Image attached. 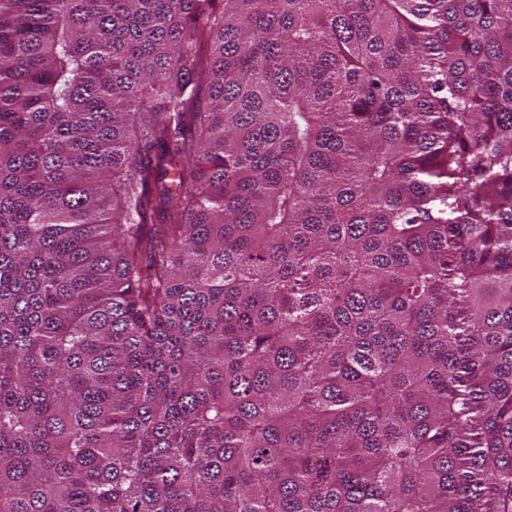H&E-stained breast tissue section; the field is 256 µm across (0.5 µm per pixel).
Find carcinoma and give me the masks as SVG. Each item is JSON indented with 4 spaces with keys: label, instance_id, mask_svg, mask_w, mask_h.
<instances>
[{
    "label": "carcinoma",
    "instance_id": "1",
    "mask_svg": "<svg viewBox=\"0 0 512 512\" xmlns=\"http://www.w3.org/2000/svg\"><path fill=\"white\" fill-rule=\"evenodd\" d=\"M0 512H512V0H0Z\"/></svg>",
    "mask_w": 512,
    "mask_h": 512
}]
</instances>
